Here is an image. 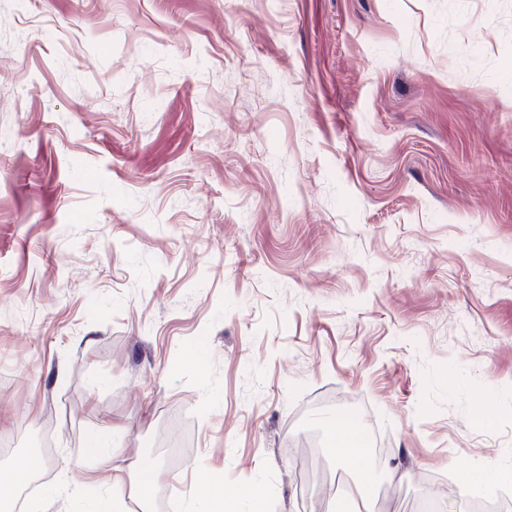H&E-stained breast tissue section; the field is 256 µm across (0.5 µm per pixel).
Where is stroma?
<instances>
[{
    "instance_id": "1",
    "label": "stroma",
    "mask_w": 512,
    "mask_h": 512,
    "mask_svg": "<svg viewBox=\"0 0 512 512\" xmlns=\"http://www.w3.org/2000/svg\"><path fill=\"white\" fill-rule=\"evenodd\" d=\"M345 416L374 512L512 452V0H0V472L86 512L111 434L115 512H341ZM333 447H335L336 450L337 461L343 463L345 460H348L350 465L363 480V510L374 511L369 507L370 499L367 496L369 492L366 490V485L381 468V461L370 455L367 448L357 446L355 434L349 429L342 430L337 435H334ZM112 455L115 464L112 466L113 475L110 493H113V496L122 494L126 479L132 478L137 494L147 504L155 492V464L150 460L143 459L131 468L114 451Z\"/></svg>"
}]
</instances>
